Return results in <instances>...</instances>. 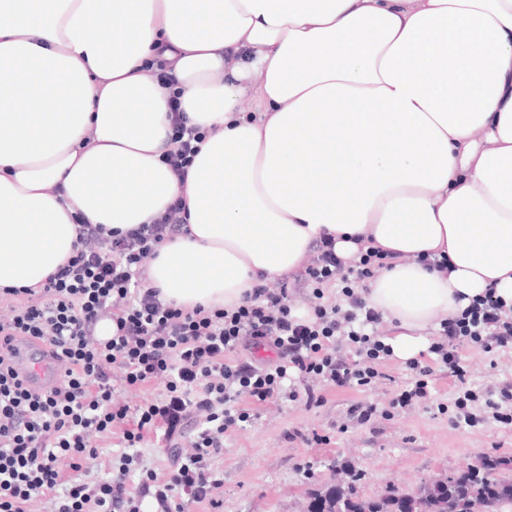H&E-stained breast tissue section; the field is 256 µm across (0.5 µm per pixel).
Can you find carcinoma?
Returning a JSON list of instances; mask_svg holds the SVG:
<instances>
[{"label":"carcinoma","instance_id":"cac0c4a2","mask_svg":"<svg viewBox=\"0 0 512 512\" xmlns=\"http://www.w3.org/2000/svg\"><path fill=\"white\" fill-rule=\"evenodd\" d=\"M326 501V512H385L389 502L395 505L392 512H459L458 505L465 501L480 504L482 512H512V475L474 463L447 476L441 489L429 483L411 492L389 486L380 497L360 501L349 487Z\"/></svg>","mask_w":512,"mask_h":512}]
</instances>
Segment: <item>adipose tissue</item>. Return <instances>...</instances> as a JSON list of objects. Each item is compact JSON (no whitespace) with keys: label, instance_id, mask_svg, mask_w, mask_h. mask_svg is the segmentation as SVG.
Returning <instances> with one entry per match:
<instances>
[{"label":"adipose tissue","instance_id":"1","mask_svg":"<svg viewBox=\"0 0 512 512\" xmlns=\"http://www.w3.org/2000/svg\"><path fill=\"white\" fill-rule=\"evenodd\" d=\"M159 57L209 131L183 184ZM2 102L0 288L73 256L77 215L124 231L181 195L189 232L150 275L188 308L325 233L404 254L366 293L401 359L488 286L512 305V0H0Z\"/></svg>","mask_w":512,"mask_h":512}]
</instances>
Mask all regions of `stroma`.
<instances>
[{"mask_svg":"<svg viewBox=\"0 0 512 512\" xmlns=\"http://www.w3.org/2000/svg\"><path fill=\"white\" fill-rule=\"evenodd\" d=\"M461 355L476 385L493 390L512 381V353L468 345ZM416 364L432 370L429 399L391 411L396 390ZM379 370L382 377L372 385L324 389L322 402L309 408L285 399L261 405L242 399L253 419L224 434V453L214 461L224 474L219 507L187 501L183 512H302L310 494L335 485L336 466L345 460L356 494L365 499L390 485L415 489L483 453L512 475V428L454 426L458 387L430 352L413 364L387 357ZM356 402L375 405L378 416L363 426L349 422L346 410Z\"/></svg>","mask_w":512,"mask_h":512,"instance_id":"obj_1","label":"stroma"}]
</instances>
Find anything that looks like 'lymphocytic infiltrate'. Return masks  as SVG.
Masks as SVG:
<instances>
[{
    "label": "lymphocytic infiltrate",
    "instance_id": "1",
    "mask_svg": "<svg viewBox=\"0 0 512 512\" xmlns=\"http://www.w3.org/2000/svg\"><path fill=\"white\" fill-rule=\"evenodd\" d=\"M152 68L170 92V130L162 161L178 181L207 131L189 125L180 108L171 62ZM182 199L151 223L117 234L81 220L74 256L36 288H1L0 512H29L36 499L50 512H183L189 499L218 505L222 474L211 466L224 451V432L248 421L242 398L263 403L280 394L312 406L316 383L334 388L370 385L390 349L379 336L382 317L356 293L357 282L393 268L397 256L365 240L357 254L337 255L332 238L313 241L306 260L280 287L259 281L233 308H181L162 299L147 266L161 248L186 234ZM309 289L307 315L291 296ZM114 327L100 338L103 321ZM430 351L460 384L453 422L482 424L470 404L484 402L495 423L512 427V384L488 391L472 386L459 354L462 344L512 350V307L495 287L473 298L457 316L437 322ZM46 345L62 366L61 382L46 390L24 386L10 362L15 338ZM352 345L354 357L341 351ZM272 348L276 359L252 360ZM236 353L225 361V353ZM161 383L158 397L134 407L116 391ZM122 428L125 453L106 477L81 478L98 455V442ZM160 433L168 450L165 476L143 467L137 447L145 432Z\"/></svg>",
    "mask_w": 512,
    "mask_h": 512
}]
</instances>
